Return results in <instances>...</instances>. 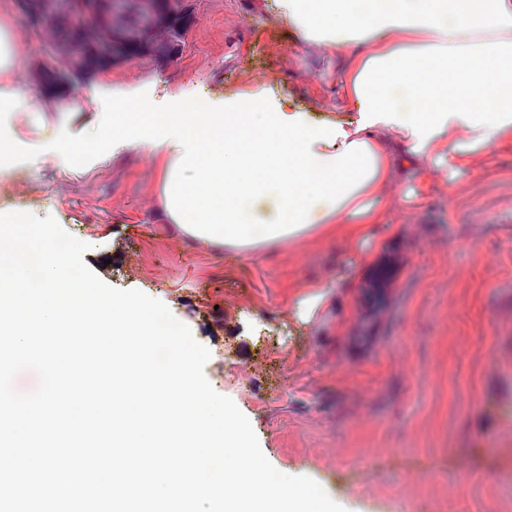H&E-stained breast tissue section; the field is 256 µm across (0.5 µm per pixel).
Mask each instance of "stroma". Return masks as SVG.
<instances>
[{
  "label": "stroma",
  "instance_id": "stroma-1",
  "mask_svg": "<svg viewBox=\"0 0 512 512\" xmlns=\"http://www.w3.org/2000/svg\"><path fill=\"white\" fill-rule=\"evenodd\" d=\"M183 3L193 23L173 56L112 65L106 87H271L303 112L348 108V58L303 41L273 0ZM4 17L29 60L17 91L73 88L62 39L21 0H0ZM1 124L16 125L19 149L0 171V211L53 217L104 282L165 304L277 470L313 478L346 512H512V146L452 180L429 162L396 167L394 208L373 233L381 261L303 325L299 284L362 266L363 249L332 237L249 256L193 241L168 222L144 155L89 166L110 123L87 141L58 112Z\"/></svg>",
  "mask_w": 512,
  "mask_h": 512
}]
</instances>
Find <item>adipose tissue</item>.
I'll list each match as a JSON object with an SVG mask.
<instances>
[{
    "mask_svg": "<svg viewBox=\"0 0 512 512\" xmlns=\"http://www.w3.org/2000/svg\"><path fill=\"white\" fill-rule=\"evenodd\" d=\"M305 41L351 58L353 116L313 119L268 91L205 96L145 80L112 95H18L16 25L0 21V112L89 113L112 151L156 166L164 211L192 240L256 252L343 231L362 244L394 201L388 142L447 169L512 144V0H276Z\"/></svg>",
    "mask_w": 512,
    "mask_h": 512,
    "instance_id": "1",
    "label": "adipose tissue"
}]
</instances>
